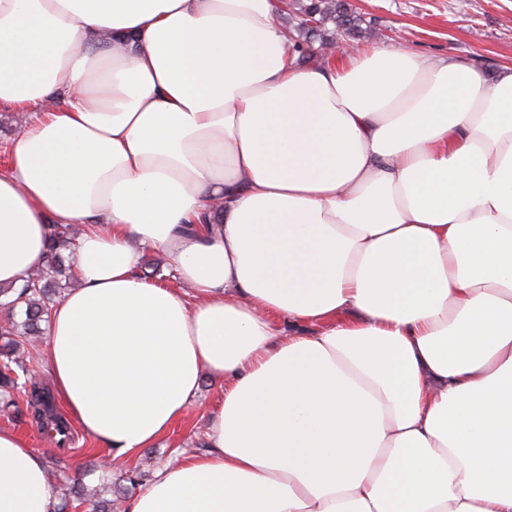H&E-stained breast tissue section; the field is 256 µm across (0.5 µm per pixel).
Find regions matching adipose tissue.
<instances>
[{"label":"adipose tissue","mask_w":512,"mask_h":512,"mask_svg":"<svg viewBox=\"0 0 512 512\" xmlns=\"http://www.w3.org/2000/svg\"><path fill=\"white\" fill-rule=\"evenodd\" d=\"M280 5L0 0V286L83 225L46 361L113 458L223 383L126 512H512V66L307 68ZM53 504L0 429V512ZM22 114L8 108H0V170L5 169L10 161V156L6 146L19 134L14 131L15 120L19 118L24 122ZM6 150V153H5Z\"/></svg>","instance_id":"ef3b65f1"}]
</instances>
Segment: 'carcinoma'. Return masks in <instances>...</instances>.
Instances as JSON below:
<instances>
[{"mask_svg":"<svg viewBox=\"0 0 512 512\" xmlns=\"http://www.w3.org/2000/svg\"><path fill=\"white\" fill-rule=\"evenodd\" d=\"M311 14L313 26L307 23ZM288 23L295 31L294 43L303 53L316 43L325 47L338 37L351 39L367 34L361 17L347 0H301L288 14ZM78 238L72 225H54L46 267L29 274L17 288L0 287V397H7L13 404L15 394L23 395L31 422L42 431L55 434L59 448L70 439L69 423L57 413L49 388L31 379L27 358L42 333L41 323L47 321L61 284L74 280L71 265L64 264L63 252L74 254ZM19 315L23 316L20 321L16 320Z\"/></svg>","mask_w":512,"mask_h":512,"instance_id":"cac0c4a2","label":"carcinoma"}]
</instances>
